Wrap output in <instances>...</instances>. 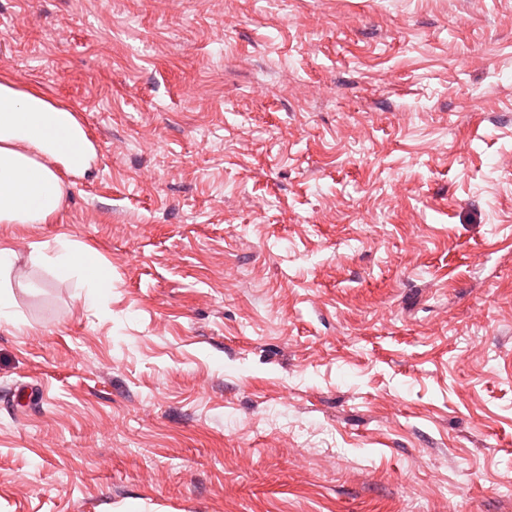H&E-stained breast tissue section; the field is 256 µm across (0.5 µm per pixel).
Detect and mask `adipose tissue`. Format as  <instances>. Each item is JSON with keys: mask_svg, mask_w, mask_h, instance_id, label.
I'll list each match as a JSON object with an SVG mask.
<instances>
[{"mask_svg": "<svg viewBox=\"0 0 512 512\" xmlns=\"http://www.w3.org/2000/svg\"><path fill=\"white\" fill-rule=\"evenodd\" d=\"M92 154L72 112L39 90L21 91L10 76L0 77V224L51 223L63 202L57 167L85 171ZM38 259L73 281L86 305L96 306L109 276L92 249L60 237Z\"/></svg>", "mask_w": 512, "mask_h": 512, "instance_id": "obj_1", "label": "adipose tissue"}]
</instances>
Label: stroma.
<instances>
[{
    "label": "stroma",
    "instance_id": "1",
    "mask_svg": "<svg viewBox=\"0 0 512 512\" xmlns=\"http://www.w3.org/2000/svg\"><path fill=\"white\" fill-rule=\"evenodd\" d=\"M1 73L95 153L0 224V512H512V0H0ZM38 260L49 265L58 276L73 281L86 305L96 306L109 276L92 249L77 248L67 237H60L55 239L51 254L39 251ZM15 252L8 247H0V322L21 329L24 323L16 321L12 315L13 295L10 287V273L15 264Z\"/></svg>",
    "mask_w": 512,
    "mask_h": 512
}]
</instances>
